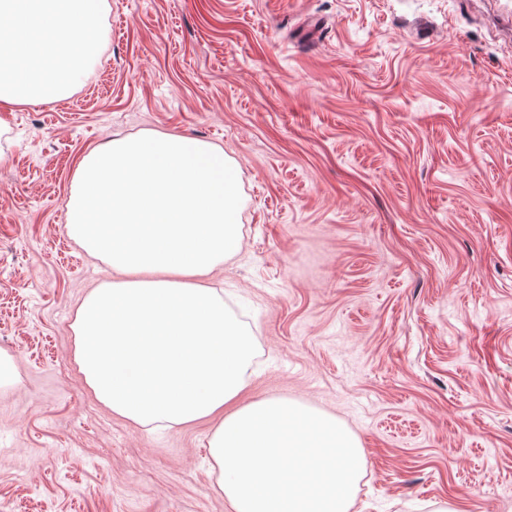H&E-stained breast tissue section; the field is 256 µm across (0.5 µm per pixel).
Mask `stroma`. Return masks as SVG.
Returning <instances> with one entry per match:
<instances>
[{"instance_id": "stroma-1", "label": "stroma", "mask_w": 512, "mask_h": 512, "mask_svg": "<svg viewBox=\"0 0 512 512\" xmlns=\"http://www.w3.org/2000/svg\"><path fill=\"white\" fill-rule=\"evenodd\" d=\"M498 0H107L65 98L4 113L0 512H229L199 421L112 415L71 323L112 270L67 234L79 161L145 132L221 147L255 341L242 402L331 415L350 512H512V23Z\"/></svg>"}]
</instances>
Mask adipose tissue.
<instances>
[{"instance_id": "1", "label": "adipose tissue", "mask_w": 512, "mask_h": 512, "mask_svg": "<svg viewBox=\"0 0 512 512\" xmlns=\"http://www.w3.org/2000/svg\"><path fill=\"white\" fill-rule=\"evenodd\" d=\"M106 0H0V17L49 24L72 69L36 66L45 44L0 45V115L66 94L98 54ZM239 182L209 143L168 134L110 140L79 162L69 235L118 272L71 325L75 362L112 412L153 430L212 421L216 491L231 512H349L362 455L329 417L240 395L254 339L202 284L241 248Z\"/></svg>"}]
</instances>
